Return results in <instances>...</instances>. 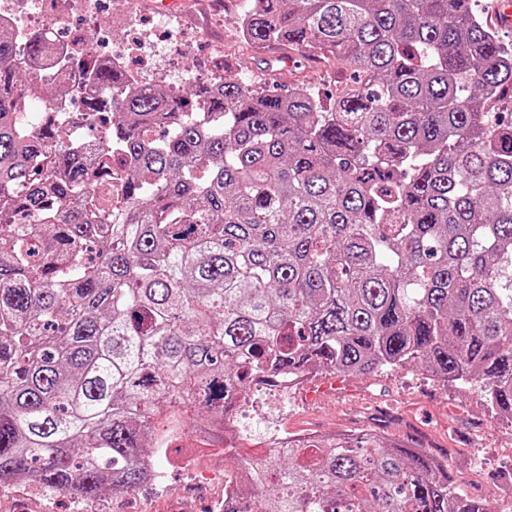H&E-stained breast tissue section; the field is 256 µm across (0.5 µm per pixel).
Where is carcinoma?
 Wrapping results in <instances>:
<instances>
[{"instance_id":"1","label":"carcinoma","mask_w":512,"mask_h":512,"mask_svg":"<svg viewBox=\"0 0 512 512\" xmlns=\"http://www.w3.org/2000/svg\"><path fill=\"white\" fill-rule=\"evenodd\" d=\"M240 34L350 82L326 110L304 84L177 93L87 60L92 164L46 99L17 117L44 46L0 28L1 488L132 491L259 378L318 369L416 365L512 424V47L474 0H253ZM237 466L224 512H487L371 433Z\"/></svg>"}]
</instances>
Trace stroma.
I'll use <instances>...</instances> for the list:
<instances>
[{
  "instance_id": "1",
  "label": "stroma",
  "mask_w": 512,
  "mask_h": 512,
  "mask_svg": "<svg viewBox=\"0 0 512 512\" xmlns=\"http://www.w3.org/2000/svg\"><path fill=\"white\" fill-rule=\"evenodd\" d=\"M133 4L143 26L164 20L187 34L191 42L184 55L160 45L154 53L166 73L164 84L185 91L187 74L226 80H252L259 73V56L238 43L236 30L244 0H187V8L160 14L148 0H110L101 20L111 25L113 50L126 36L124 8ZM273 77L280 84H305L332 104L346 75L334 62L286 61ZM267 391L251 385L236 412L253 443L280 427L292 435L372 433L383 441L410 444L447 459L458 488L497 512L506 481L512 480V425L494 421L474 386L443 385L420 368L381 371L352 376L327 371L290 392L269 419L255 417L251 404L267 399ZM237 455L215 459L203 454L193 472L162 461L163 481L136 489L130 499L83 501L64 492L22 481L0 490V512H211L223 493V475L237 464Z\"/></svg>"
}]
</instances>
